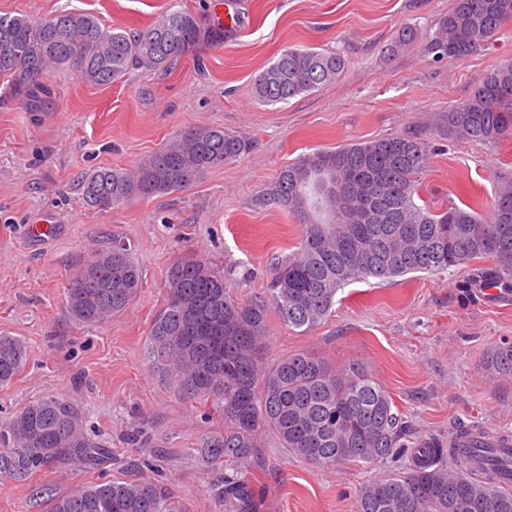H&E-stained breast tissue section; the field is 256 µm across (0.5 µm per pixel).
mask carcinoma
<instances>
[{
	"mask_svg": "<svg viewBox=\"0 0 512 512\" xmlns=\"http://www.w3.org/2000/svg\"><path fill=\"white\" fill-rule=\"evenodd\" d=\"M508 22L512 0H454L426 51L460 63ZM222 43L223 27L182 7L129 31L103 27L83 12L61 10L41 20L0 16V79L6 81L0 104L37 101L54 69L72 66L86 82L109 85L132 69H168L202 45ZM344 67L338 54L286 47L255 77L254 95L268 105L285 103L335 81ZM437 129L459 140H512V62L439 115ZM251 149L249 140L222 127L188 129L130 172L102 168L82 176L83 200L104 210L182 190ZM430 156L429 143L410 133L320 149L284 166L257 201L296 217L301 239L277 266L266 299L238 301L202 258L168 265L149 356L180 396L210 400L224 415V432L205 443L206 458L224 462V485L214 491L224 512H259L268 433L319 468L397 464L360 488L356 512H512L511 481L494 479L492 471L472 474L468 457L433 439L408 446L392 397L366 374L304 352L271 366L260 359L270 312L292 327L313 328L353 282L443 273L488 259L494 265L481 269L480 278L512 288V188L498 193L487 218L470 206H421L418 178ZM142 285L133 251L114 238L112 248L94 253L69 282L68 313L97 326L126 310ZM24 356L20 340L0 336V384L17 375ZM487 368L512 374L511 342L502 343ZM108 454L63 397L32 401L0 424V481L27 482L50 460L89 471ZM46 512L183 510L165 486L130 479L53 494Z\"/></svg>",
	"mask_w": 512,
	"mask_h": 512,
	"instance_id": "1",
	"label": "carcinoma"
}]
</instances>
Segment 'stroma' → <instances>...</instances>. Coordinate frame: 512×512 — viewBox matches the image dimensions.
<instances>
[{"label": "stroma", "instance_id": "stroma-1", "mask_svg": "<svg viewBox=\"0 0 512 512\" xmlns=\"http://www.w3.org/2000/svg\"><path fill=\"white\" fill-rule=\"evenodd\" d=\"M173 0H0V15L47 17L85 12L120 29L146 26ZM454 0H237L241 32L224 45L182 57L169 71H134L108 86L75 68L54 71L37 109L0 106V335L20 339V373L0 385V422L29 402L60 395L84 416L110 456L91 472L65 464L28 483H0V512H44L39 490L145 479L167 485L184 512H222L214 490L224 466L203 444L222 432L212 403L188 401L153 368L149 331L164 297L165 272L181 257H201L242 301L267 297L278 260L299 243L297 219L260 207L259 192L282 167L319 147L404 133L434 148L420 179L429 205L485 210L512 182V140L484 143L436 132L442 112L465 102L481 80L512 61V24L465 61L433 59L425 43ZM410 46L393 49L403 27ZM332 51L341 75L309 94L266 105L254 77L281 49ZM217 126L250 139L239 159L205 172L189 187L100 210L81 195L85 172L130 169L179 132ZM50 219L37 240L32 224ZM129 243L143 288L124 312L95 327L74 322L66 289L91 250ZM483 261L431 275L347 285L332 313L310 330L270 315L262 361L308 352L334 367L359 365L391 395L407 441L447 442L457 427L512 432V376L487 370L488 356L512 342V292L486 296L464 282ZM261 512H355L361 486L393 463L320 469L266 438Z\"/></svg>", "mask_w": 512, "mask_h": 512}]
</instances>
